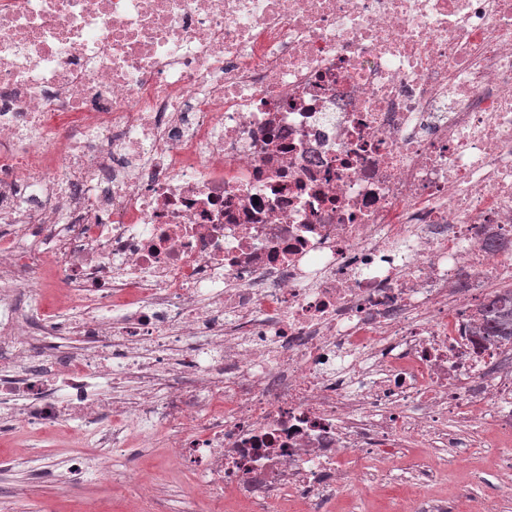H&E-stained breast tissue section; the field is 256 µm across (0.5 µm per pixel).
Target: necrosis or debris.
I'll return each instance as SVG.
<instances>
[{"label": "necrosis or debris", "instance_id": "4bbe7bcc", "mask_svg": "<svg viewBox=\"0 0 512 512\" xmlns=\"http://www.w3.org/2000/svg\"><path fill=\"white\" fill-rule=\"evenodd\" d=\"M0 224V425L95 438L57 480L136 428L186 512L375 493L512 432V0H0ZM511 301V305H510ZM484 334L499 342L512 344V291L496 295L485 308Z\"/></svg>", "mask_w": 512, "mask_h": 512}]
</instances>
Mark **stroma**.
<instances>
[{"label": "stroma", "instance_id": "stroma-1", "mask_svg": "<svg viewBox=\"0 0 512 512\" xmlns=\"http://www.w3.org/2000/svg\"><path fill=\"white\" fill-rule=\"evenodd\" d=\"M465 448H410L394 464L386 484L367 497L353 492L336 499L327 512H387L393 497L411 500L423 493L438 495L451 502L454 512H475L484 501H496L498 512H512V489L504 486L495 467L500 456L512 457V438L497 441L482 438L479 426H472ZM425 460L434 471L446 473L443 481L422 486L416 481L415 463ZM125 465L144 479H156L165 486V512H180L181 497L188 479L179 476L169 481L157 448L144 449L129 458ZM34 462L19 465L12 473L0 477V498L9 503L10 512H85L88 501L100 503V512H129L123 492L106 481L82 479L64 484L54 479H38Z\"/></svg>", "mask_w": 512, "mask_h": 512}]
</instances>
